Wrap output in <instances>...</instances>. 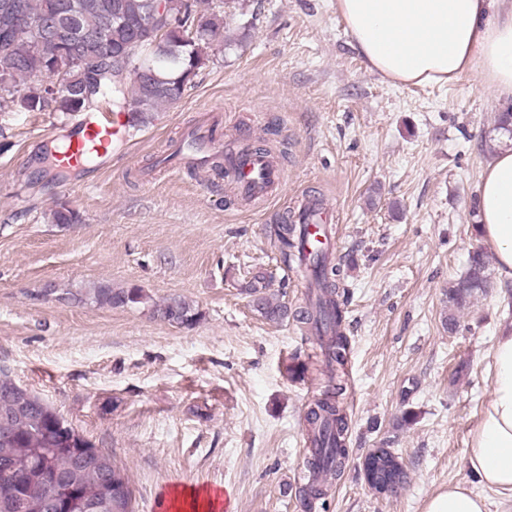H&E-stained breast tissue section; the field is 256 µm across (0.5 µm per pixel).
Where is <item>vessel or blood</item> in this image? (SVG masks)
Listing matches in <instances>:
<instances>
[{
    "label": "vessel or blood",
    "instance_id": "1",
    "mask_svg": "<svg viewBox=\"0 0 512 512\" xmlns=\"http://www.w3.org/2000/svg\"><path fill=\"white\" fill-rule=\"evenodd\" d=\"M131 137L128 115L124 112H87L76 125L75 133L68 135V149L57 156L61 168L83 165L91 154L103 151L109 144L128 141ZM215 147L206 136L188 142L182 157L183 166L202 165L204 158L214 152ZM224 181L238 195L246 199L270 198L282 181V173L266 155L256 152H227L221 160ZM334 215L324 203H316L306 213L304 222L309 239L320 237L326 224L332 223Z\"/></svg>",
    "mask_w": 512,
    "mask_h": 512
}]
</instances>
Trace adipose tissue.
<instances>
[{
  "instance_id": "adipose-tissue-1",
  "label": "adipose tissue",
  "mask_w": 512,
  "mask_h": 512,
  "mask_svg": "<svg viewBox=\"0 0 512 512\" xmlns=\"http://www.w3.org/2000/svg\"><path fill=\"white\" fill-rule=\"evenodd\" d=\"M370 68L409 85L478 75L512 99V0H336ZM478 230L512 284V146H497L477 186ZM491 392L468 461L482 487L512 499V326L490 353ZM425 512H489L479 490L458 482L432 495Z\"/></svg>"
}]
</instances>
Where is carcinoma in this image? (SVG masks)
I'll use <instances>...</instances> for the list:
<instances>
[{"label":"carcinoma","mask_w":512,"mask_h":512,"mask_svg":"<svg viewBox=\"0 0 512 512\" xmlns=\"http://www.w3.org/2000/svg\"><path fill=\"white\" fill-rule=\"evenodd\" d=\"M21 19L0 28V112H82L102 102L112 112L132 113V123L143 127L155 112L178 103L205 63L207 50L230 41L224 7L248 14L246 0H220L200 9L197 0H162L164 11L178 15L179 29L165 34L173 44L167 53L142 39L126 56H112L110 47L131 39L130 24L142 18L146 0H72L74 24L81 38L60 42L49 30L42 39L27 19L60 12L66 0H11ZM65 67L67 88L54 90L37 73ZM55 224H77L80 214L63 203L52 213ZM305 225L287 211L270 227L283 265L296 271L317 291L308 293L306 307L296 314L308 325L324 356L331 385L310 404L306 422L312 450L309 468L325 473L321 484L306 487L314 500L339 481L348 454L349 422L344 405L345 368L349 339L342 331L344 307L339 301L340 267L317 251L304 257L298 242ZM490 287L487 261L477 250L468 270L448 289L456 308ZM253 309L269 321L288 319V306L255 281L246 289ZM65 299L99 307H132L145 300L143 289L114 288L100 282L66 293ZM151 314L180 327H191L202 313L188 301L173 298L156 304ZM131 491L112 456L80 435L40 397L0 378V512H132Z\"/></svg>","instance_id":"carcinoma-1"}]
</instances>
